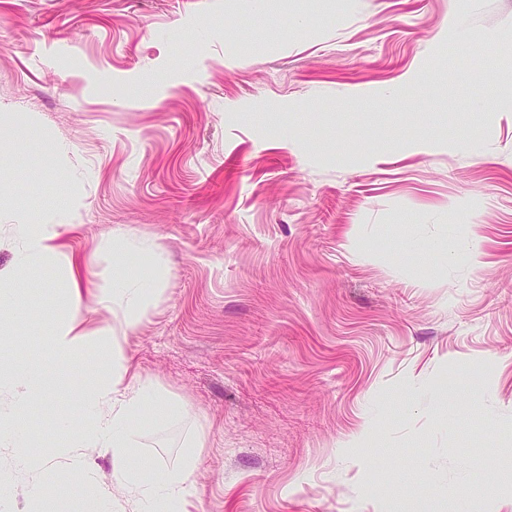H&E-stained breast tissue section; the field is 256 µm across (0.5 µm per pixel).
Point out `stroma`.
Instances as JSON below:
<instances>
[{
	"label": "stroma",
	"mask_w": 512,
	"mask_h": 512,
	"mask_svg": "<svg viewBox=\"0 0 512 512\" xmlns=\"http://www.w3.org/2000/svg\"><path fill=\"white\" fill-rule=\"evenodd\" d=\"M512 0H0V236L78 208L157 292L126 351L190 512H512ZM394 93L393 109L378 97ZM480 243L449 261L419 247ZM70 280L0 318L38 368ZM97 347L27 412L64 438ZM448 391L447 419L431 411Z\"/></svg>",
	"instance_id": "stroma-1"
}]
</instances>
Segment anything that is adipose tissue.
Returning a JSON list of instances; mask_svg holds the SVG:
<instances>
[{"instance_id": "adipose-tissue-1", "label": "adipose tissue", "mask_w": 512, "mask_h": 512, "mask_svg": "<svg viewBox=\"0 0 512 512\" xmlns=\"http://www.w3.org/2000/svg\"><path fill=\"white\" fill-rule=\"evenodd\" d=\"M75 227L74 213L53 211L40 221L16 225L10 241L13 259L0 268V314L17 312L16 295L28 276L55 265L72 267L74 257L60 238ZM99 277L91 291H84L74 280L63 292L58 301L62 317L47 339L51 357L44 367L31 369L0 358V392L12 394L9 409H0V444L13 448L15 463L26 475L23 490L33 504L31 512H68L62 493H47L45 484L52 476L60 480L90 476L85 454L89 448L111 449L123 462L113 468L110 480L97 482L87 512H108L116 489L125 492L133 512H188L197 491L194 445L185 446L183 463L177 468L167 469L151 460L126 462L138 445L142 410L151 408L158 423L166 422L172 413L167 400L133 370L125 350L128 333L150 314L155 292L120 266L104 268ZM88 295L114 316L91 335L80 320V307ZM92 342L100 347L102 360L80 390V423L74 426L61 420L65 440L49 451L34 449L32 434L21 423L24 411L44 398L55 376L81 361Z\"/></svg>"}]
</instances>
